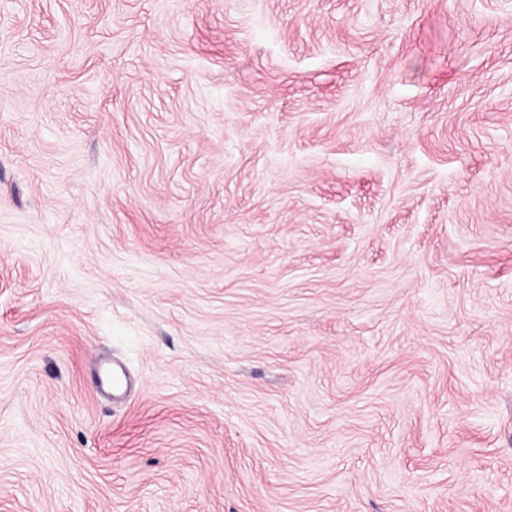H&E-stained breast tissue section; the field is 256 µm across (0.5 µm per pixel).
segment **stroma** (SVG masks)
<instances>
[{
	"instance_id": "obj_1",
	"label": "stroma",
	"mask_w": 512,
	"mask_h": 512,
	"mask_svg": "<svg viewBox=\"0 0 512 512\" xmlns=\"http://www.w3.org/2000/svg\"><path fill=\"white\" fill-rule=\"evenodd\" d=\"M0 512H512V0H0Z\"/></svg>"
}]
</instances>
